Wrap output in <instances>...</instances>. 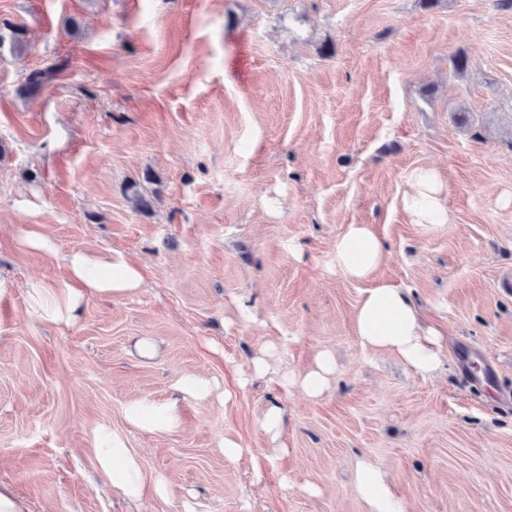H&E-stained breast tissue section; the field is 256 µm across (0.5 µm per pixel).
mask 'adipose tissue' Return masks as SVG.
<instances>
[{"instance_id":"ef3b65f1","label":"adipose tissue","mask_w":512,"mask_h":512,"mask_svg":"<svg viewBox=\"0 0 512 512\" xmlns=\"http://www.w3.org/2000/svg\"><path fill=\"white\" fill-rule=\"evenodd\" d=\"M415 223L441 226L447 222L441 187L433 170L416 175L415 192L405 201ZM385 253L369 225H347L336 239L331 261L351 280L362 282L383 263ZM68 281L40 284L30 296L43 318L60 326L70 325L82 302L93 296L122 294L141 287L143 275L122 254L108 260H95L75 253L68 259ZM354 330L362 345L388 353L424 376L435 375L444 362L440 331L423 322L420 312L400 286L379 282L368 288L354 315ZM336 371V357L320 353L312 369L301 374L284 372L283 386L300 388L311 397L320 396ZM178 399L159 402L144 398L129 406L127 421L143 431H170L180 422L179 400H203L214 391L213 384L194 375L179 379ZM93 464L113 491L129 502L146 496L168 498L169 481L162 476L148 477L139 457L126 445L122 434L106 426L93 434ZM354 486L369 512H406L393 490L387 471L366 459L359 460Z\"/></svg>"}]
</instances>
